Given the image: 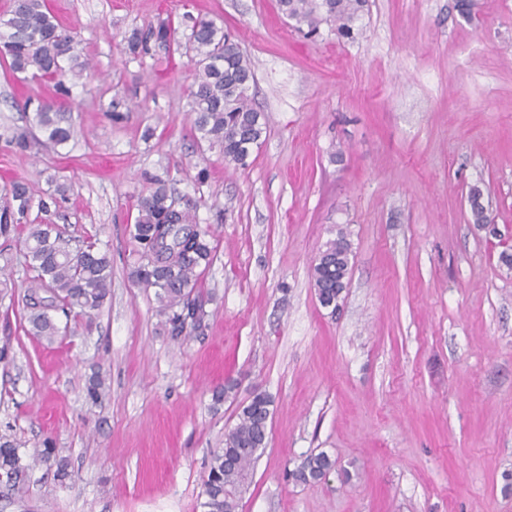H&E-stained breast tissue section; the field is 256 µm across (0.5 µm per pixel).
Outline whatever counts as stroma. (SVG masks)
Masks as SVG:
<instances>
[{
	"instance_id": "obj_1",
	"label": "stroma",
	"mask_w": 512,
	"mask_h": 512,
	"mask_svg": "<svg viewBox=\"0 0 512 512\" xmlns=\"http://www.w3.org/2000/svg\"><path fill=\"white\" fill-rule=\"evenodd\" d=\"M46 3L90 62L69 101L77 135L16 150L25 100L54 91L0 66V206L14 181L37 199L66 183L49 219L109 248L112 288L89 325L49 342L17 305L21 246L0 252V434L26 460L52 440L71 471L62 483L37 465L0 512H204L210 458L256 390L273 416L238 512H512V0H473L468 17L457 0H368L351 41L304 36L277 0ZM187 14L232 30L255 71L269 124L246 167L196 140L189 55L126 49L167 17L188 35ZM156 177L210 231L202 336H171L154 289L129 277V226ZM474 186L496 234L469 221ZM341 232L352 254L333 313L311 274ZM229 379L235 399L214 405ZM321 451L335 468L296 482Z\"/></svg>"
}]
</instances>
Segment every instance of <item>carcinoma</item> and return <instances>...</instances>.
<instances>
[{"instance_id":"carcinoma-1","label":"carcinoma","mask_w":512,"mask_h":512,"mask_svg":"<svg viewBox=\"0 0 512 512\" xmlns=\"http://www.w3.org/2000/svg\"><path fill=\"white\" fill-rule=\"evenodd\" d=\"M366 0H278L281 14L307 28V35L318 34L324 23L334 27L337 37L354 38V25ZM190 34L186 50L196 59L197 70L189 88L194 130L200 139L218 144L224 161L247 166L254 147L260 144L267 129L266 116L252 101L254 71L243 54L235 35L205 16L188 17ZM133 55L149 53L152 48L168 51L180 45L179 28L163 21L145 30L135 29L125 37ZM0 53L8 59L14 74H28L34 79L53 83L57 100L40 101L33 109L31 127L43 134L42 144L54 147L67 144L74 137L61 107L70 98L69 82L81 75L86 64L79 62L73 36L62 29L48 10L46 0H13L0 18ZM68 188L56 187L50 200L33 204L26 184L13 183L12 202L0 209V237L21 239L24 257L33 273L22 298L25 318L35 336L49 341L62 329L54 312L91 316L100 310L110 295L112 259L108 250L96 241L70 247L54 224H33L28 215L32 207L47 213L50 205L66 199ZM471 220L477 226L488 224V210L482 192L470 189L468 195ZM195 203H181L168 181L156 178L153 187L137 201V216L130 235L138 248V261L130 271L132 281L155 289L158 314L170 334L176 338L201 335L207 328L203 304L192 298L201 270L210 265L213 248L207 241L209 232H182L180 225L193 223ZM162 224L173 226L172 248L154 250L150 238ZM351 243L344 234L326 243L313 267L312 279L319 303L336 312L342 301L350 270ZM272 399L259 393V402L239 406L238 423L224 436V448L213 454L203 482L206 512H236L239 499L246 491L250 468L263 453L268 422L272 416ZM20 444L7 434L0 435V474L5 482L0 491L19 493L26 487L30 465L23 463ZM36 460L54 468L57 480L70 477L68 461L46 440ZM336 462L321 452L308 456L292 473L295 481L314 485L334 469Z\"/></svg>"}]
</instances>
